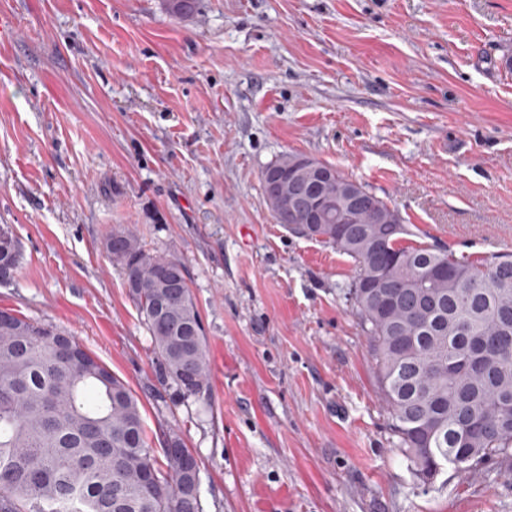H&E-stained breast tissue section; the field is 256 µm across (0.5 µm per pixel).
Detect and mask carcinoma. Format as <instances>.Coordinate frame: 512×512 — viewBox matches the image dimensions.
I'll return each instance as SVG.
<instances>
[{
    "label": "carcinoma",
    "mask_w": 512,
    "mask_h": 512,
    "mask_svg": "<svg viewBox=\"0 0 512 512\" xmlns=\"http://www.w3.org/2000/svg\"><path fill=\"white\" fill-rule=\"evenodd\" d=\"M298 153L262 171L290 170ZM320 191L342 197L355 180L334 165ZM353 237L336 238V215L307 228L315 241L351 258L353 309L368 338L380 395L398 448L427 485L450 467L475 474L486 463L512 472V254L471 260L405 246L412 235L394 208L360 185ZM384 231L372 241L371 206ZM105 247L123 270L129 295L151 336L161 385L184 399L210 389L205 327L183 263L147 250L129 228ZM167 267L178 288H163ZM0 323V512H202L180 486L182 460L149 447L138 399L75 338L58 357L55 331L12 310ZM191 378L194 389L185 386Z\"/></svg>",
    "instance_id": "cac0c4a2"
}]
</instances>
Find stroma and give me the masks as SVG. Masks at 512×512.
<instances>
[{
	"label": "stroma",
	"instance_id": "stroma-1",
	"mask_svg": "<svg viewBox=\"0 0 512 512\" xmlns=\"http://www.w3.org/2000/svg\"><path fill=\"white\" fill-rule=\"evenodd\" d=\"M0 308L67 331L125 381L203 512H512V474L422 486L347 291L355 268L276 224L261 174L329 162L407 244L512 253V0H0ZM179 258L206 328L207 406L157 381L104 248Z\"/></svg>",
	"mask_w": 512,
	"mask_h": 512
}]
</instances>
